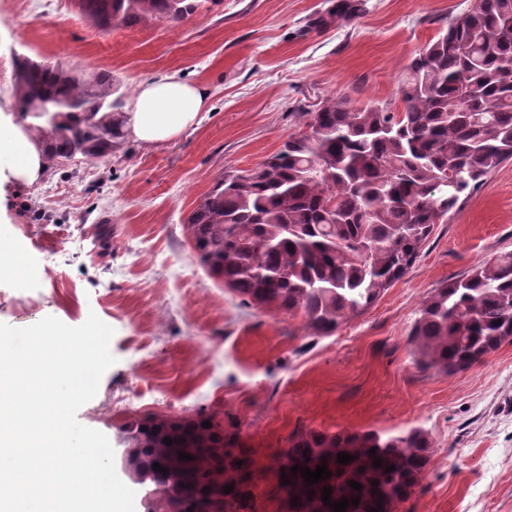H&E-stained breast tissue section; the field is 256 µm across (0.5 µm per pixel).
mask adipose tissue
Returning a JSON list of instances; mask_svg holds the SVG:
<instances>
[{
	"label": "adipose tissue",
	"instance_id": "1",
	"mask_svg": "<svg viewBox=\"0 0 512 512\" xmlns=\"http://www.w3.org/2000/svg\"><path fill=\"white\" fill-rule=\"evenodd\" d=\"M207 100L206 90L176 75L138 83L128 105L125 130L137 141H167L192 126ZM44 146L23 125L0 111V188L31 185L44 175Z\"/></svg>",
	"mask_w": 512,
	"mask_h": 512
}]
</instances>
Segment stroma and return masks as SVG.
I'll return each instance as SVG.
<instances>
[{
	"label": "stroma",
	"instance_id": "35a3bbf8",
	"mask_svg": "<svg viewBox=\"0 0 512 512\" xmlns=\"http://www.w3.org/2000/svg\"><path fill=\"white\" fill-rule=\"evenodd\" d=\"M331 2L223 0L183 22L102 31L70 0H0V110L15 109L20 55L110 73L128 99L162 73L209 91L178 136L128 135L110 162L16 189L0 227L27 272L0 275V323L78 326L93 313L113 328L115 362L77 419L115 454L122 426L147 416L222 415L263 462L303 428H420L431 462L396 512H512V342L452 375L420 369L408 343L434 288L512 252V161L329 336L228 290L192 247L187 219L218 178L255 168L325 98L401 109L413 54L473 0H365L351 20L309 26Z\"/></svg>",
	"mask_w": 512,
	"mask_h": 512
}]
</instances>
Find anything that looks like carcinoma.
<instances>
[{"label":"carcinoma","instance_id":"carcinoma-1","mask_svg":"<svg viewBox=\"0 0 512 512\" xmlns=\"http://www.w3.org/2000/svg\"><path fill=\"white\" fill-rule=\"evenodd\" d=\"M208 2L223 0H74L102 28L183 22ZM360 7L358 0H336L329 15L351 19ZM15 71L18 114L45 145L47 172L119 148L125 102L110 75L24 55ZM399 93L400 112L327 98L302 112L299 131L258 167L215 181L188 229L200 261L226 288L256 307L301 317L315 336H329L408 272L462 195L512 160V0H475L463 23L450 22L410 60ZM505 341H512V252L434 289L408 335L420 368L448 374ZM205 421L210 427H202ZM122 434L123 467L145 488L148 512H283L276 494L281 474L291 479L290 468L307 457L326 458L333 467L330 478L311 485L314 494L301 512H334L322 501L325 487L333 503L360 499L346 512H396L431 448L418 428L309 429L290 436L288 448L262 466L215 414L134 418ZM180 452L194 459L181 461ZM340 452L354 459L339 464ZM229 485L234 489L226 494Z\"/></svg>","mask_w":512,"mask_h":512}]
</instances>
